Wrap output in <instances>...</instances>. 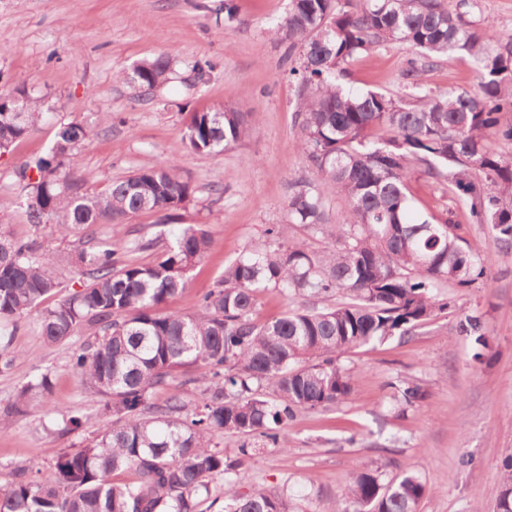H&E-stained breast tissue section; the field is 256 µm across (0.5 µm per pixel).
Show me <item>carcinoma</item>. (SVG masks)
Here are the masks:
<instances>
[{"mask_svg":"<svg viewBox=\"0 0 512 512\" xmlns=\"http://www.w3.org/2000/svg\"><path fill=\"white\" fill-rule=\"evenodd\" d=\"M281 31L301 46L296 120L314 175L294 183L288 213L295 224L329 235L337 246L311 251L303 242L270 241L224 270L201 295L198 313L166 306L186 286L189 270L210 246L200 224L165 245L137 233L115 242L97 236L108 220L119 226L143 212L171 221L192 200L191 184L174 164L140 169L99 195L66 171L88 137L77 122L60 127L43 156L19 169L26 215L76 237L82 281L54 306L40 309L35 330L47 344L84 334L70 367L105 424L82 448L66 452L49 480L18 466L0 488V512H203L210 482L224 478V512H292L286 493L239 489L242 461L213 448L212 436L262 437L285 450L283 427L300 409L346 400L352 377L336 356L376 339L409 336L448 308L439 288L469 286L483 274L478 256L463 246L461 225L434 221L416 210L409 188L420 171L466 209L473 224H489L499 243L512 246V161L499 150L512 144V34L502 36L478 17L480 0H290ZM389 41L408 44L415 77L450 54L476 66L474 90H426L396 97L354 93L340 79L347 66ZM172 62L160 54L133 72L139 87L166 83ZM43 117L40 101L15 87L0 91V155L9 153ZM248 117L232 107L187 113L186 146L210 153L239 141ZM328 186L344 207L339 224L325 223ZM130 252H152L138 264ZM58 260L35 241L0 240V373L15 362L13 333L24 315L63 288ZM273 289L289 301L314 297L318 308H290L265 323L255 320L259 294ZM176 372L204 382L190 407L176 390L165 401L155 390ZM38 374L0 405V416H23L30 399L50 390ZM398 401H423L421 387L396 380ZM499 512H512V457L503 463ZM118 470L129 483L112 482ZM426 486L414 472L386 482L378 470L353 475L344 489L352 512H417Z\"/></svg>","mask_w":512,"mask_h":512,"instance_id":"obj_1","label":"carcinoma"}]
</instances>
